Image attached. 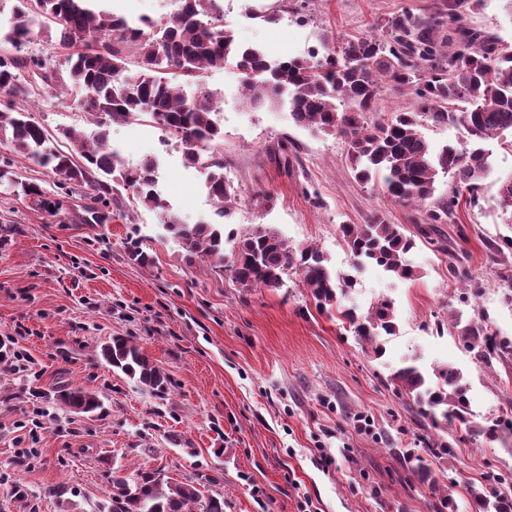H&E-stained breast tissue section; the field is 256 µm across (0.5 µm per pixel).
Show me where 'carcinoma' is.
<instances>
[{"label":"carcinoma","instance_id":"cac0c4a2","mask_svg":"<svg viewBox=\"0 0 512 512\" xmlns=\"http://www.w3.org/2000/svg\"><path fill=\"white\" fill-rule=\"evenodd\" d=\"M89 2L20 0L16 23L5 37L16 52L0 55V94L6 97L0 104V139L24 161L51 169L59 186L89 188L79 221L108 223L112 210H121L123 193L130 192L142 207L162 216L164 229L187 258L207 259L218 269L230 270L233 281L247 291L278 288L282 275L292 270L300 274L316 306L336 308L354 335L380 353L379 338L397 331L393 302L382 300L365 315L340 308L339 296L351 282L332 275L317 248H294L277 232L258 227L233 243L232 261L224 265V217L236 192L224 180V156L217 152L224 129L215 95L202 83V73L211 67H235L249 106L285 107L296 125L341 138L355 179L366 184L379 181L404 205H425L438 175H448V200L429 206L423 219L426 227L420 234L428 239L434 225L456 213L462 192L478 191L489 168V155L481 144L512 132V46L461 24L467 0H455L446 15L423 17L404 10L377 21L372 35L346 38L338 52L329 49L321 58L313 53L308 59L280 62L268 60L259 46L241 43L224 28L217 0H177V8L160 22L147 23L166 31L160 46L152 34L133 27L125 17L96 12ZM445 23L455 34L454 49L447 54L434 38L436 27ZM51 26L59 32L61 45L81 47L67 58L70 83L79 91L72 104L98 118L97 129L90 134L64 130L78 147L77 159L60 150L30 112L13 101L23 73L40 71L42 80L49 81L43 63L20 51L37 30ZM128 45L138 50L135 71L123 54ZM389 84L412 97L413 109L393 111L371 124L367 115L376 110ZM143 118L175 140L188 164L209 170L206 189L217 204L219 221L182 223L158 190L157 162L146 158L129 165L112 149L111 125ZM427 120L462 128L464 141L433 151L421 132ZM1 185L41 210L48 204L43 188L23 180L10 158L0 161ZM497 203L503 213L512 215V179L500 185ZM340 233L357 266L374 262L400 279L416 277L405 261L415 239L398 225L375 214L365 224L340 225ZM453 326L478 363L490 366L512 354V344L497 340L482 314L464 325L457 320ZM101 352L112 368L157 397L169 393L168 373L131 337L114 335ZM389 382L432 426L457 423L473 438L512 447V420L471 421L467 382L456 368L445 365L426 375L406 361ZM55 400L69 412L89 418L104 411L98 394L69 384L55 389ZM411 471L439 497L441 508L454 509L452 490L461 477L441 484L421 456ZM109 477L112 495L107 512H196L201 503L204 512H224V497L205 496L191 482L174 484L156 470L131 478L114 467ZM486 481L468 486L476 512H512V471L491 473Z\"/></svg>","mask_w":512,"mask_h":512}]
</instances>
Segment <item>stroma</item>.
<instances>
[{"label":"stroma","instance_id":"stroma-1","mask_svg":"<svg viewBox=\"0 0 512 512\" xmlns=\"http://www.w3.org/2000/svg\"><path fill=\"white\" fill-rule=\"evenodd\" d=\"M450 0H224V26L270 60L309 57L337 38L370 32L378 19L408 10L428 16ZM96 8L132 24L158 21L173 0H96ZM277 14L274 23L266 22ZM467 27L512 45V14L504 0H474ZM53 77L25 86L16 98L64 151L63 132L91 131L92 116L64 102L67 51L55 31L23 46ZM222 113L224 177L238 202L224 221L240 237L264 225L292 247L312 245L333 274L353 285L343 305L367 311L392 298L398 331L380 337L382 356L362 346L337 312L319 311L297 273L279 288L242 291L229 272L188 259L165 238L158 214L126 199L105 224H83L80 196L58 189L50 169L18 162L23 179L39 184L49 210L0 187V338L24 355L0 363V512H101L111 492L109 468L128 475L161 470L173 482L193 480L204 495H223L224 512H435V497L413 476L407 456L425 455L436 439L452 452L432 459L437 473L481 481L512 469L500 443L476 440L456 426L436 430L388 381L392 367L418 357L424 367L451 365L470 386L476 421L512 405V355L477 363L452 326L451 313L487 314L498 339L512 343V303L504 300L512 262L496 263L487 242L512 241L497 203L512 179V150L486 142L490 170L477 197L460 204L454 223L436 225L407 259L413 281L392 278L374 264L356 266L339 235L343 224L372 215L416 235L423 207L394 201L380 184L358 182L345 144L295 126L283 109L246 106L239 74L208 69ZM110 142L127 164L154 156L159 187L186 224L212 221L216 205L206 172L187 165L156 125L115 124ZM139 241L152 261L127 258ZM457 262L481 283L461 303L448 277ZM129 335L168 372L161 400L101 356L113 335ZM68 383L94 391L104 414L85 418L61 409L54 390ZM372 419L371 430L356 427ZM58 485L62 498L45 495Z\"/></svg>","mask_w":512,"mask_h":512}]
</instances>
